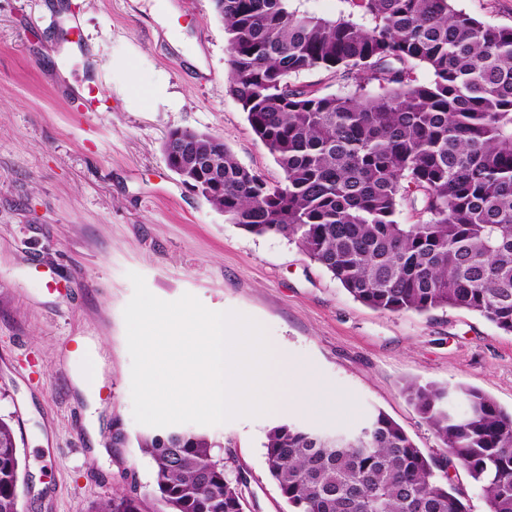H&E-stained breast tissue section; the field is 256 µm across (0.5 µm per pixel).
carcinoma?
Wrapping results in <instances>:
<instances>
[{"mask_svg": "<svg viewBox=\"0 0 512 512\" xmlns=\"http://www.w3.org/2000/svg\"><path fill=\"white\" fill-rule=\"evenodd\" d=\"M229 44L230 94L283 178L242 166L217 136L177 128L167 166L232 224L295 242L357 301L381 313H476L512 334V27L452 0H344L328 20L290 0H213ZM416 66L430 79L414 77ZM350 81L319 95L292 78ZM374 84L377 91L368 90ZM185 143L178 163L171 142ZM408 209L416 217L401 224ZM440 441L425 455L382 412L352 442L305 425L268 430L265 461L291 512H469L464 472L488 512H512V411L475 389L409 383ZM468 405L462 417L448 399ZM154 500L117 492L91 512H243L205 434H144ZM22 460L0 416V512H18Z\"/></svg>", "mask_w": 512, "mask_h": 512, "instance_id": "1", "label": "carcinoma"}]
</instances>
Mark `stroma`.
<instances>
[{
  "mask_svg": "<svg viewBox=\"0 0 512 512\" xmlns=\"http://www.w3.org/2000/svg\"><path fill=\"white\" fill-rule=\"evenodd\" d=\"M168 2L163 23L154 0H0V414L26 460L20 512H88L126 488V472L154 495V464L136 443L148 428L132 413L133 272L159 299L189 293L253 318L272 352L336 402L332 413L202 426L228 475L245 478L244 512H289L263 448L278 423L333 435L381 412L436 454L408 382L475 388L511 411L512 334L460 309L375 311L295 242L229 223L167 167L168 131L189 128L219 136L268 180L282 176L228 91L213 0ZM83 348L99 358L94 409L77 380Z\"/></svg>",
  "mask_w": 512,
  "mask_h": 512,
  "instance_id": "stroma-1",
  "label": "stroma"
}]
</instances>
